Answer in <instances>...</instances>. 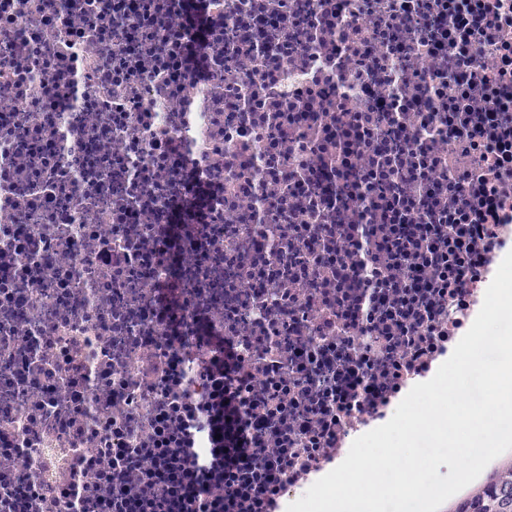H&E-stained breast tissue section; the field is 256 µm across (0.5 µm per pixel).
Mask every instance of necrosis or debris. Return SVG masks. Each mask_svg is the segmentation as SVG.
<instances>
[{
    "label": "necrosis or debris",
    "mask_w": 512,
    "mask_h": 512,
    "mask_svg": "<svg viewBox=\"0 0 512 512\" xmlns=\"http://www.w3.org/2000/svg\"><path fill=\"white\" fill-rule=\"evenodd\" d=\"M510 60L512 0H0V512H282L386 423L512 251ZM170 358L166 353L155 352L141 361V381L147 389H151L155 381L166 372ZM171 486L168 495L159 500V506L163 512H179V505L184 498L192 496L194 489L190 483H184L181 476L173 472L168 476Z\"/></svg>",
    "instance_id": "necrosis-or-debris-1"
}]
</instances>
